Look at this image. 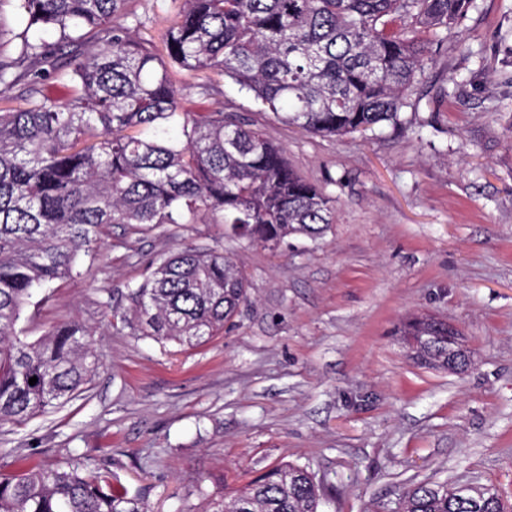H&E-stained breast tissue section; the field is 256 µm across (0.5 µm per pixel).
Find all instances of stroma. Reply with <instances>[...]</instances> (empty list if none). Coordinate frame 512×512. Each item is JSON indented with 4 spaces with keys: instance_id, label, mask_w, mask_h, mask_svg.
Segmentation results:
<instances>
[{
    "instance_id": "35a3bbf8",
    "label": "stroma",
    "mask_w": 512,
    "mask_h": 512,
    "mask_svg": "<svg viewBox=\"0 0 512 512\" xmlns=\"http://www.w3.org/2000/svg\"><path fill=\"white\" fill-rule=\"evenodd\" d=\"M162 47L173 0H132ZM420 79L418 111L366 137L285 126L230 78L208 99L173 70L187 107L238 112L335 200L318 240L270 250L221 224H112L88 275L26 305L28 339L75 321L96 333L82 392L0 427V455L88 459L148 512L200 507L281 461L331 490L323 512H394L422 481L495 487L512 504V0H475ZM432 134L419 139L420 124ZM185 246L231 256L250 284L224 334L194 347L121 322L154 262ZM452 323L473 362L425 367L400 336L414 317Z\"/></svg>"
}]
</instances>
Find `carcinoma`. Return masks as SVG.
I'll list each match as a JSON object with an SVG mask.
<instances>
[{
	"label": "carcinoma",
	"instance_id": "carcinoma-1",
	"mask_svg": "<svg viewBox=\"0 0 512 512\" xmlns=\"http://www.w3.org/2000/svg\"><path fill=\"white\" fill-rule=\"evenodd\" d=\"M130 0H0V426L72 399L97 361L88 333L57 324L29 342L16 325L29 299L76 274L107 224H223L265 247L317 238L334 200L299 175L258 125L220 107L183 110L171 69L231 78L260 111L309 134L340 137L397 125L416 107L433 64L421 34L442 43L473 0H180L165 53L131 34ZM57 34L50 42L43 33ZM90 44L87 53L71 50ZM65 91L48 102L41 81ZM182 119L183 140L168 137ZM249 282L218 250L163 257L130 291L127 322L160 342L194 347L231 325ZM421 364L448 363V326L408 321ZM37 377L34 385L29 378ZM325 491L308 467L281 462L236 488L201 494L200 512H320ZM495 489L420 482L399 512H504ZM0 512H147L139 498L81 462L0 470Z\"/></svg>",
	"mask_w": 512,
	"mask_h": 512
}]
</instances>
